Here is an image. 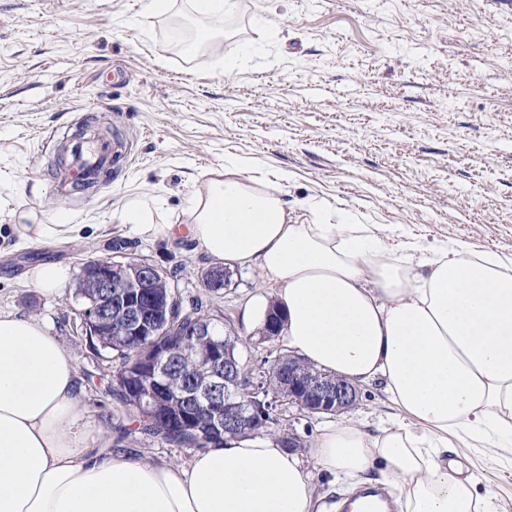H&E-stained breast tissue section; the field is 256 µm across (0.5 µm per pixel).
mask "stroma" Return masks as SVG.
Segmentation results:
<instances>
[{"mask_svg":"<svg viewBox=\"0 0 512 512\" xmlns=\"http://www.w3.org/2000/svg\"><path fill=\"white\" fill-rule=\"evenodd\" d=\"M0 0V309L41 319L66 344L86 412L113 447L182 464L190 448L139 433L111 393L114 365L75 332L71 290L30 284L43 262L145 257L166 270L184 303L201 301L241 336L260 370L285 340L264 341L245 319L273 294L257 272L234 269L214 292L211 264L192 241L128 236L127 198L187 208L207 173L227 164L270 180L290 210L311 201L351 223L377 225L390 246L446 242L512 255V0H238L233 17L199 0ZM183 19L212 38L178 50ZM111 123L123 143L97 192H54L57 150L87 121ZM64 215L72 240H23V224ZM328 415L300 417L298 453L323 500L351 491L311 457ZM484 472L498 512H512V459L449 440Z\"/></svg>","mask_w":512,"mask_h":512,"instance_id":"35a3bbf8","label":"stroma"}]
</instances>
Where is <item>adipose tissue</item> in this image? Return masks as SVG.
<instances>
[{"label": "adipose tissue", "instance_id": "obj_1", "mask_svg": "<svg viewBox=\"0 0 512 512\" xmlns=\"http://www.w3.org/2000/svg\"><path fill=\"white\" fill-rule=\"evenodd\" d=\"M146 201L121 219L139 237L186 234L212 263L278 287L289 348L356 384L382 383L395 412L368 432L348 417L313 455L329 474L379 470L404 512H497L449 439L512 455V257L442 245L417 265L366 224H294L241 170L213 171L182 213ZM65 345L0 310V512H324L301 460L267 434L225 439L184 464L130 459L82 408Z\"/></svg>", "mask_w": 512, "mask_h": 512}]
</instances>
